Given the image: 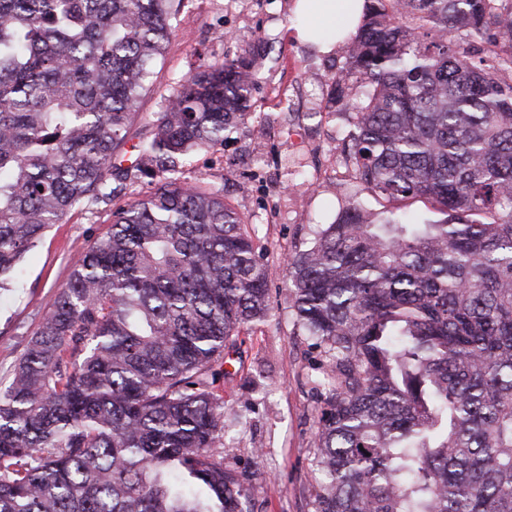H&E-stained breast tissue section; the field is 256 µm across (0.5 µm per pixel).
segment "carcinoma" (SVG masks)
Here are the masks:
<instances>
[{
    "instance_id": "1",
    "label": "carcinoma",
    "mask_w": 512,
    "mask_h": 512,
    "mask_svg": "<svg viewBox=\"0 0 512 512\" xmlns=\"http://www.w3.org/2000/svg\"><path fill=\"white\" fill-rule=\"evenodd\" d=\"M182 0H0V288L84 202L108 215L0 387V512H251L214 452L224 350L272 317L224 195L183 178L262 63L201 64L131 133ZM332 100L355 200L287 256L331 372L314 512H512V0H365ZM424 200L443 215L409 210Z\"/></svg>"
}]
</instances>
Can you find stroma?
Returning <instances> with one entry per match:
<instances>
[{"mask_svg":"<svg viewBox=\"0 0 512 512\" xmlns=\"http://www.w3.org/2000/svg\"><path fill=\"white\" fill-rule=\"evenodd\" d=\"M295 0H183L177 29L155 66L143 116L159 111L200 63L223 61L250 44L265 65L243 124L224 145L193 154L184 170L221 190L251 224L269 266L273 319L242 333L226 352L221 383L232 414L219 452L227 466L250 468L255 512H314L317 416L323 389L313 380L325 361L297 326L288 288V254L309 248L321 225L351 198L380 204L348 170L342 139L351 117L335 112L328 78L346 63L296 37ZM301 163L287 181V159ZM108 206L74 209L52 225L0 290V382L38 330L73 261L105 231Z\"/></svg>","mask_w":512,"mask_h":512,"instance_id":"1","label":"stroma"}]
</instances>
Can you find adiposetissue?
<instances>
[{
  "label": "adipose tissue",
  "instance_id": "ef3b65f1",
  "mask_svg": "<svg viewBox=\"0 0 512 512\" xmlns=\"http://www.w3.org/2000/svg\"><path fill=\"white\" fill-rule=\"evenodd\" d=\"M304 22L298 29L300 38L318 43L322 53L336 49V33L354 30L363 0H296Z\"/></svg>",
  "mask_w": 512,
  "mask_h": 512
}]
</instances>
